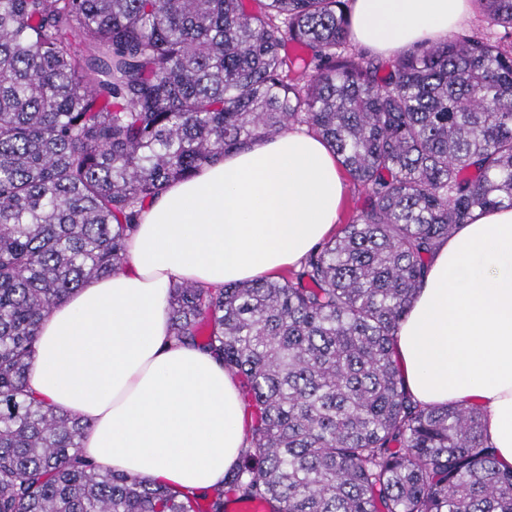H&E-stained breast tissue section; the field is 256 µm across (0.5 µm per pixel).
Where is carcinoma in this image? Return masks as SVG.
<instances>
[{
  "label": "carcinoma",
  "mask_w": 512,
  "mask_h": 512,
  "mask_svg": "<svg viewBox=\"0 0 512 512\" xmlns=\"http://www.w3.org/2000/svg\"><path fill=\"white\" fill-rule=\"evenodd\" d=\"M478 2L503 35L381 76L348 0H0V512H512L478 406L419 405L395 358L439 244L512 208V0ZM293 127L363 208L297 269L169 300L173 339L238 380V465L201 495L99 472L88 424L28 388L42 322L125 267L146 199Z\"/></svg>",
  "instance_id": "cac0c4a2"
}]
</instances>
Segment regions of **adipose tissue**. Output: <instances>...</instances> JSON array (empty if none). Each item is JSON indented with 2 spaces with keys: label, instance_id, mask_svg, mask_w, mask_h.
<instances>
[{
  "label": "adipose tissue",
  "instance_id": "adipose-tissue-1",
  "mask_svg": "<svg viewBox=\"0 0 512 512\" xmlns=\"http://www.w3.org/2000/svg\"><path fill=\"white\" fill-rule=\"evenodd\" d=\"M473 0H352L350 36L391 55L451 36ZM346 190L336 155L291 129L172 183L141 213L129 264L43 322L30 390L90 428L98 470L172 487L220 485L246 443L236 379L170 335L173 284L218 289L276 275L331 237ZM425 406L473 403L512 466V208L477 215L435 251L395 345Z\"/></svg>",
  "mask_w": 512,
  "mask_h": 512
}]
</instances>
